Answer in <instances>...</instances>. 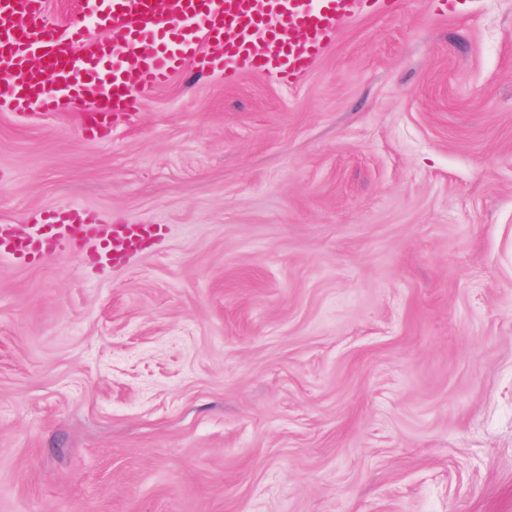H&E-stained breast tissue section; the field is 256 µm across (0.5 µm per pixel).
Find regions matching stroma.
Listing matches in <instances>:
<instances>
[{
    "mask_svg": "<svg viewBox=\"0 0 512 512\" xmlns=\"http://www.w3.org/2000/svg\"><path fill=\"white\" fill-rule=\"evenodd\" d=\"M0 512H512V0L355 14L294 86L174 75L109 135L0 111ZM161 231L155 224H89L78 208H70L28 231L0 224V257L31 265L52 255L90 250L96 264L116 266L149 249Z\"/></svg>",
    "mask_w": 512,
    "mask_h": 512,
    "instance_id": "obj_1",
    "label": "stroma"
}]
</instances>
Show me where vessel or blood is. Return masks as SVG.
I'll return each instance as SVG.
<instances>
[{
    "instance_id": "1",
    "label": "vessel or blood",
    "mask_w": 512,
    "mask_h": 512,
    "mask_svg": "<svg viewBox=\"0 0 512 512\" xmlns=\"http://www.w3.org/2000/svg\"><path fill=\"white\" fill-rule=\"evenodd\" d=\"M92 15L65 28L48 21L43 0H0V108L74 112L87 137L106 130L107 113L137 111L172 74L222 72L235 84L256 71L294 83L340 23L364 0H92ZM224 44L222 57L200 54L202 40ZM161 226L90 224L76 208L20 230L0 224V257L21 265L90 251L96 264L118 265L149 249Z\"/></svg>"
}]
</instances>
